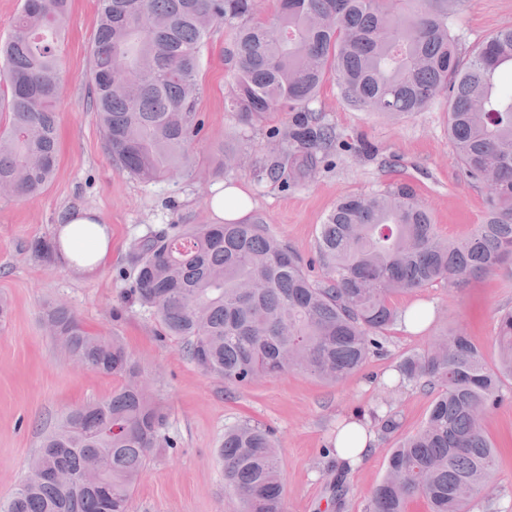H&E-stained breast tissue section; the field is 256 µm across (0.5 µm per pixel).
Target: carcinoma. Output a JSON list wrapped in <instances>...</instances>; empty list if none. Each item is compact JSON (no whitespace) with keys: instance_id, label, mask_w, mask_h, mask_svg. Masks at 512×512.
<instances>
[{"instance_id":"obj_1","label":"carcinoma","mask_w":512,"mask_h":512,"mask_svg":"<svg viewBox=\"0 0 512 512\" xmlns=\"http://www.w3.org/2000/svg\"><path fill=\"white\" fill-rule=\"evenodd\" d=\"M92 95L108 152L145 182L182 174L202 123L196 112L199 51L218 23L234 33L227 106L246 126L286 112L254 176H309L336 133L308 105L330 78L350 105L389 117L448 95V140L463 175L485 190L486 216L459 240L438 234L406 183L348 196L320 225L321 279L262 224H168L132 247L129 294L154 311L191 360L236 386L301 370L338 384L381 350L398 318L392 299L512 269V27L461 58L450 19L461 0H97ZM70 0H23L0 42L9 120L0 127V186L40 194L58 160L61 34ZM43 323L75 363L122 381L112 394L71 409L44 433L26 478L0 512H129L150 457L174 447L167 415L116 336L87 331L58 301ZM498 362L460 328L402 361L399 382L433 394L419 428L398 435L399 414L380 418L398 436L369 512H471L485 495L497 446L484 426L512 379V311L498 320ZM224 482L241 512H283L272 433L247 421L224 433Z\"/></svg>"}]
</instances>
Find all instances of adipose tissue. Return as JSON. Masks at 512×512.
Listing matches in <instances>:
<instances>
[{
    "label": "adipose tissue",
    "instance_id": "obj_1",
    "mask_svg": "<svg viewBox=\"0 0 512 512\" xmlns=\"http://www.w3.org/2000/svg\"><path fill=\"white\" fill-rule=\"evenodd\" d=\"M58 236L62 242L59 256L73 270L93 272L111 256L110 236L100 226L97 213L77 210L64 214ZM374 444L375 434L369 423L354 417L338 431L333 455L342 464H359L369 457Z\"/></svg>",
    "mask_w": 512,
    "mask_h": 512
}]
</instances>
